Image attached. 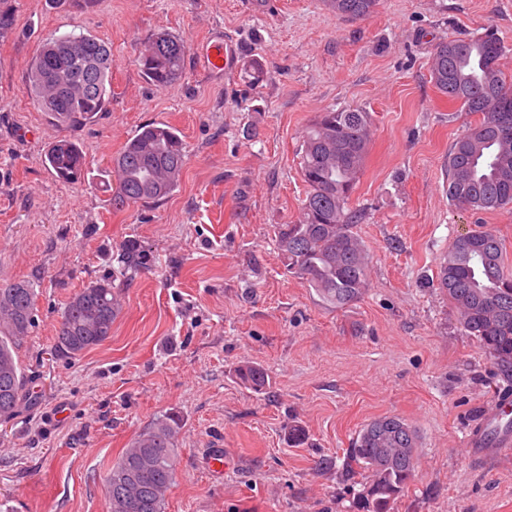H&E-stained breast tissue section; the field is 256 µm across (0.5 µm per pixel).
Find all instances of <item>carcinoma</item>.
<instances>
[{
    "mask_svg": "<svg viewBox=\"0 0 512 512\" xmlns=\"http://www.w3.org/2000/svg\"><path fill=\"white\" fill-rule=\"evenodd\" d=\"M340 17L370 15L378 0H325ZM78 44L70 56L43 44L33 58L29 90L40 111L53 122L81 127L106 110L112 93V53L93 35L68 34ZM184 41L167 31L152 34L137 58L139 67L160 88L179 81L185 69ZM71 75L70 85H50L55 70ZM431 81L460 111L478 116L448 148V199L476 213H492L512 205V134L495 132L501 105L512 113V78L492 60L488 42L479 36L438 43L430 66ZM371 119L360 109L324 112L303 136L300 172L306 185L301 218L283 224L278 250L323 303L343 308L368 287V257L354 231L363 211L350 205L364 171L370 145ZM45 164L58 180L84 179L86 158L77 140L49 145ZM187 154L178 130L148 124L113 159L116 187L112 208L153 204L178 187ZM503 243L485 225L456 238L440 261L437 286L459 315L462 329L473 336L507 382H512V273L505 269ZM149 255L134 244L121 255L124 268L138 270ZM35 294L25 282L0 288V422L14 418L30 400L28 379L13 346L27 336L34 321ZM121 302L110 280L79 291L61 313L56 347L76 355L112 336ZM234 375L248 389L269 385L257 365L236 366ZM179 419H155L123 449L106 477L108 512H164L166 492L175 479L174 455ZM418 432L406 420L384 416L368 423L349 448L347 466L368 473L362 491L364 512H391L417 468Z\"/></svg>",
    "mask_w": 512,
    "mask_h": 512,
    "instance_id": "carcinoma-1",
    "label": "carcinoma"
}]
</instances>
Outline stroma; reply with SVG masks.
I'll return each instance as SVG.
<instances>
[{
    "mask_svg": "<svg viewBox=\"0 0 512 512\" xmlns=\"http://www.w3.org/2000/svg\"><path fill=\"white\" fill-rule=\"evenodd\" d=\"M0 34V285L29 282L34 322L18 347L31 402L0 423V512H107L105 478L157 417L181 422L165 512H363V475L347 450L371 420L398 416L419 432L418 467L393 512H512V448L479 455L476 433L507 384L461 329L432 281L449 244L484 224L512 263V207L454 206L448 147L469 122L430 78L433 49L494 26L512 74V0H379L348 20L324 0H7ZM166 30L187 46L185 72L154 86L136 58ZM92 34L112 53L106 112L70 129L28 92L44 40ZM237 67L216 79L198 54L214 35ZM260 59L264 79L244 68ZM370 113L372 138L352 196L369 286L345 308L325 305L285 267L280 225L296 223L299 157L322 113ZM175 127L186 146L180 185L157 204H110L112 160L144 125ZM78 140L87 174L59 181L48 146ZM151 256L123 269L125 243ZM108 279L122 309L111 337L58 351L69 299ZM261 365L267 390L234 368ZM68 416L56 420L59 408ZM307 441L288 440L290 426ZM229 462L215 472L211 449Z\"/></svg>",
    "mask_w": 512,
    "mask_h": 512,
    "instance_id": "35a3bbf8",
    "label": "stroma"
}]
</instances>
